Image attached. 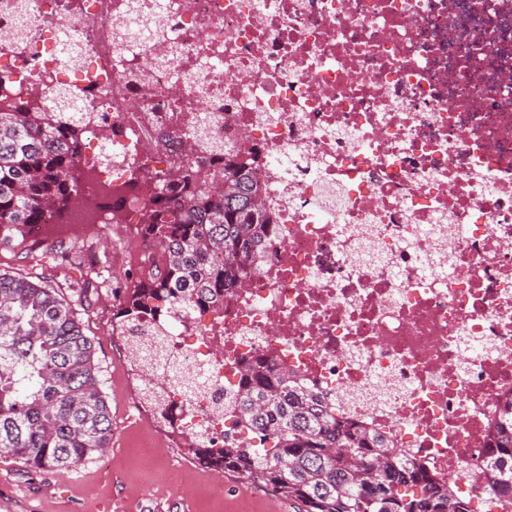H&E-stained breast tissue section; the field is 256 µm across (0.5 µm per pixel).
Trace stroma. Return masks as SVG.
Here are the masks:
<instances>
[{
  "mask_svg": "<svg viewBox=\"0 0 512 512\" xmlns=\"http://www.w3.org/2000/svg\"><path fill=\"white\" fill-rule=\"evenodd\" d=\"M64 238L76 252L87 254V265L66 261L39 264L24 257L19 249L0 246V270L32 273L61 287L66 299L82 319L86 333L93 337L95 357L107 380L105 392L112 414V443L107 451L109 468L93 459L78 471H38L21 459L0 456V512H238L249 503L253 512H296L273 493L253 487L230 474L193 468L183 484L163 486L151 497L140 496L127 479L130 468H139L145 480H154L174 457L183 454L184 444L171 426L146 408H139L138 380L129 365L124 345L112 330V309L106 300L123 280L101 284L91 263L111 253L112 238L78 239L73 232ZM154 436L156 445L147 452L134 453L131 445L139 437Z\"/></svg>",
  "mask_w": 512,
  "mask_h": 512,
  "instance_id": "1",
  "label": "stroma"
}]
</instances>
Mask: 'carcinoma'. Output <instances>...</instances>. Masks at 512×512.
<instances>
[{"label":"carcinoma","mask_w":512,"mask_h":512,"mask_svg":"<svg viewBox=\"0 0 512 512\" xmlns=\"http://www.w3.org/2000/svg\"><path fill=\"white\" fill-rule=\"evenodd\" d=\"M73 88L54 97L55 111L34 100L0 97V243L33 253L28 226L63 220L77 200L76 164L86 134L84 113L70 109ZM209 192L190 160L158 172L159 191L136 215L144 244H160L163 263L134 278L113 318L119 335L149 326L157 314L220 310L233 289L263 264L275 224L257 203L250 163L227 158ZM135 183L113 189L112 219L121 224ZM105 379L94 340L61 290L43 277L0 271V455L42 471L77 469L112 440ZM235 427L258 445L224 437L214 448L201 433L177 428L194 458L270 490L297 512H472L455 481L425 462L407 460L393 440L336 416L324 397L274 358L244 362L224 398ZM484 476L489 512H512V399L490 427Z\"/></svg>","instance_id":"obj_1"}]
</instances>
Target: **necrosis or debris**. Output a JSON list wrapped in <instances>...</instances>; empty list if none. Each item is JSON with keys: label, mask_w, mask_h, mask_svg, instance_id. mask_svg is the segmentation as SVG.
Wrapping results in <instances>:
<instances>
[{"label": "necrosis or debris", "mask_w": 512, "mask_h": 512, "mask_svg": "<svg viewBox=\"0 0 512 512\" xmlns=\"http://www.w3.org/2000/svg\"><path fill=\"white\" fill-rule=\"evenodd\" d=\"M61 87L91 114L81 233L105 187L153 197L196 130L276 216L223 312L127 339L148 376L199 378L179 424L246 440L224 391L270 355L486 504L512 397V0H0V95Z\"/></svg>", "instance_id": "necrosis-or-debris-1"}]
</instances>
